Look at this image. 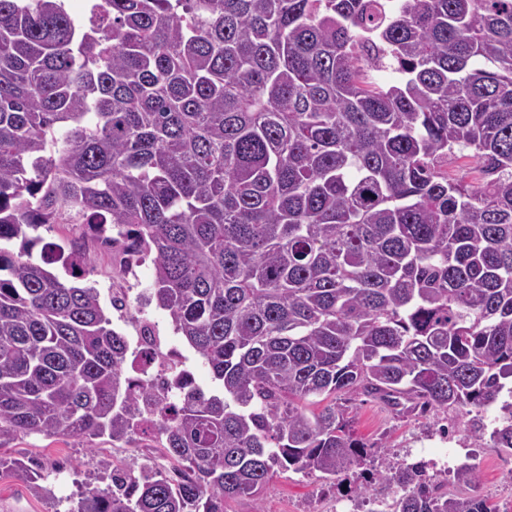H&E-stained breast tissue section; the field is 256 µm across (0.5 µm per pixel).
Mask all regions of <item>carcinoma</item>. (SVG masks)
<instances>
[{"label": "carcinoma", "instance_id": "carcinoma-1", "mask_svg": "<svg viewBox=\"0 0 512 512\" xmlns=\"http://www.w3.org/2000/svg\"><path fill=\"white\" fill-rule=\"evenodd\" d=\"M389 65L402 82L368 80ZM45 224L152 257L149 300L218 390L140 384ZM509 382L512 0H0V445L127 442L151 407L182 473L115 468L76 512H226L290 470L352 472L362 505L378 482L390 512H499L441 491L476 465L380 456L346 403L462 413L512 455Z\"/></svg>", "mask_w": 512, "mask_h": 512}]
</instances>
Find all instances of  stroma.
<instances>
[{"label":"stroma","mask_w":512,"mask_h":512,"mask_svg":"<svg viewBox=\"0 0 512 512\" xmlns=\"http://www.w3.org/2000/svg\"><path fill=\"white\" fill-rule=\"evenodd\" d=\"M85 232L80 224H48L38 230L44 242L77 245L83 255L84 282L99 290L102 303H110L113 292L119 287L126 288L132 298L149 290L154 280L152 263L140 264L133 276L121 277L122 249L100 246L86 238ZM349 415L357 435L370 444L383 442L390 456L402 458L424 445L437 458L446 449L470 443L469 419L456 413L445 417L454 429L453 436L445 441L429 434L434 421L443 418L436 411L403 417L377 400L359 397L350 403ZM162 444V439L154 433L136 434L119 448L106 439L88 442L41 434L16 439L0 447V456L24 459L30 468L39 470L41 479L34 487L18 473L0 469V512H72L82 491L111 485L110 472L99 465L101 458H110L113 466L124 470L137 472L152 464L172 470V462ZM470 456L476 460L480 472L477 493L489 498L501 512H512V473L503 471L512 457L490 448H471ZM59 467L71 474L69 485L64 489L55 478ZM340 496L339 486L319 475L288 472L274 477L260 504L241 498L228 502L227 510L253 512L258 507L262 512H333Z\"/></svg>","instance_id":"35a3bbf8"}]
</instances>
